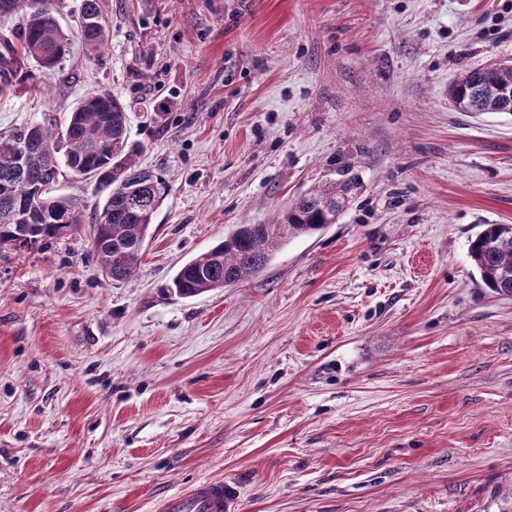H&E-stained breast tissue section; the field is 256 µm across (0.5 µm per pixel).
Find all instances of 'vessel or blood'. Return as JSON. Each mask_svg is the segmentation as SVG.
I'll return each mask as SVG.
<instances>
[{"label":"vessel or blood","instance_id":"obj_1","mask_svg":"<svg viewBox=\"0 0 512 512\" xmlns=\"http://www.w3.org/2000/svg\"><path fill=\"white\" fill-rule=\"evenodd\" d=\"M241 494L234 479H202L160 498L152 512H239Z\"/></svg>","mask_w":512,"mask_h":512}]
</instances>
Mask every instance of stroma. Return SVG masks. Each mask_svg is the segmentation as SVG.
Returning a JSON list of instances; mask_svg holds the SVG:
<instances>
[{
    "label": "stroma",
    "instance_id": "35a3bbf8",
    "mask_svg": "<svg viewBox=\"0 0 512 512\" xmlns=\"http://www.w3.org/2000/svg\"><path fill=\"white\" fill-rule=\"evenodd\" d=\"M99 58L0 92V132L104 89L170 192L136 276L89 226L0 250V512H150L209 477L240 512H493L512 492V297L469 257L512 224V0H105ZM353 178L336 223L233 288L178 268ZM448 98L468 104L461 112H512V64L501 62L466 70L448 85Z\"/></svg>",
    "mask_w": 512,
    "mask_h": 512
}]
</instances>
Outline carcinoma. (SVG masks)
<instances>
[{
  "instance_id": "carcinoma-1",
  "label": "carcinoma",
  "mask_w": 512,
  "mask_h": 512,
  "mask_svg": "<svg viewBox=\"0 0 512 512\" xmlns=\"http://www.w3.org/2000/svg\"><path fill=\"white\" fill-rule=\"evenodd\" d=\"M32 0H0L6 15L22 14L12 37L0 39V72L32 62L45 70L59 66L73 38L98 57L107 43L104 0H82L79 28L63 30L55 0H42L40 16L30 18ZM450 104L469 112H512V64L496 63L467 70L448 85ZM128 107L110 92L92 90L67 113L64 124L51 120L0 133V249L24 250L18 235L45 244L92 228L91 252L105 276L132 279L144 254L154 216L168 195L164 175L141 168L140 144L130 140ZM28 155L14 165V150ZM96 180L107 190L92 216L73 197L52 194L61 170ZM354 188L350 180L318 186L297 198L271 224H237L224 239L185 263L172 280L177 293L192 297L232 287L263 270L284 242L311 235L336 223ZM469 256L484 287L512 292V224H487L471 241Z\"/></svg>"
}]
</instances>
